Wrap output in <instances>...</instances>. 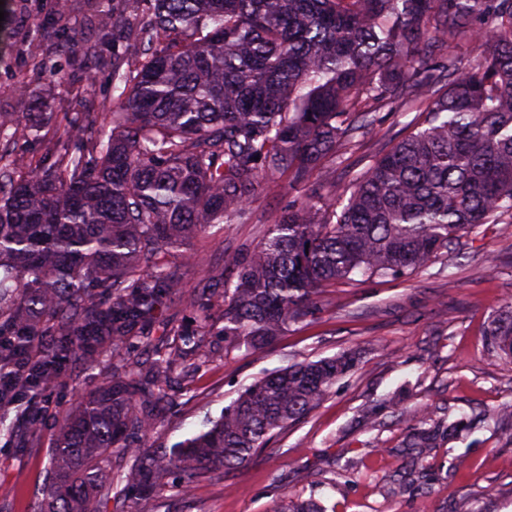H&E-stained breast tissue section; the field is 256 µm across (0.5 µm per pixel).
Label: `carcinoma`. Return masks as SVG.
<instances>
[{"label":"carcinoma","mask_w":512,"mask_h":512,"mask_svg":"<svg viewBox=\"0 0 512 512\" xmlns=\"http://www.w3.org/2000/svg\"><path fill=\"white\" fill-rule=\"evenodd\" d=\"M112 31L120 107L68 121L72 145L32 165L9 147L43 140L39 122L0 113V411L57 383L27 347L86 364L102 338L121 355L166 300L201 329L171 327L146 372L112 365L61 425L40 512H107L128 494L198 480L248 462L275 431L305 419L354 366L344 351L290 364L244 386L220 415L170 448L141 440L168 413L167 388L210 335L205 299L183 289L165 255L209 224H233L283 176L307 185L258 250L224 256V349L260 348L309 314L325 288L359 273L422 271L481 224H512V0H87ZM96 44L85 37L55 46ZM473 44L463 60L448 52ZM384 107L413 128L334 188L336 151L372 130ZM487 352L512 359V306L488 326ZM278 512H323L290 498Z\"/></svg>","instance_id":"obj_1"}]
</instances>
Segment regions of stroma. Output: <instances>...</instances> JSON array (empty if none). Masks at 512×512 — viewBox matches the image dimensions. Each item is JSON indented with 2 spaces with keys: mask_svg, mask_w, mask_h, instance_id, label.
<instances>
[{
  "mask_svg": "<svg viewBox=\"0 0 512 512\" xmlns=\"http://www.w3.org/2000/svg\"><path fill=\"white\" fill-rule=\"evenodd\" d=\"M0 18V113L26 121L34 102L45 113L43 135L64 139L65 119L79 107L87 84L81 53L62 68L34 70L46 46L36 32L53 22L55 0H4ZM29 84L20 93V81ZM365 145L346 153L336 170V192L346 194L353 173L384 139L400 134L409 113L382 108ZM287 181L261 191L246 215L215 224L193 238L180 267L186 289L207 285L224 266L225 251L257 248L281 210L296 197ZM512 305V224H484L463 238L447 260L401 278L362 279L326 288L317 310L260 350L215 354L191 379H173L168 394L178 414L146 439L157 447L197 432L265 372L344 351L356 364L305 420L275 434L265 451L227 476L197 484L189 500L116 497L112 512H275L290 495L312 498L336 512H512V360L487 353V327ZM60 383L40 392L44 425L29 444L0 431V512H36L50 468L56 433L79 395L105 379L112 346L104 344L93 369L63 359ZM421 409L431 419L462 422L456 439L441 435L435 447L415 451L413 422L392 413L389 402Z\"/></svg>",
  "mask_w": 512,
  "mask_h": 512,
  "instance_id": "1",
  "label": "stroma"
}]
</instances>
